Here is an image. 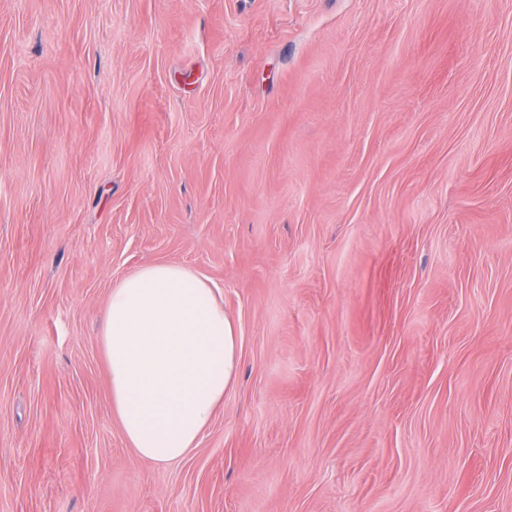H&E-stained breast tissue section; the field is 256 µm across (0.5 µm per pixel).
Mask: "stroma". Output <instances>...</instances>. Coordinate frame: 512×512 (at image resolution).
I'll use <instances>...</instances> for the list:
<instances>
[{"mask_svg":"<svg viewBox=\"0 0 512 512\" xmlns=\"http://www.w3.org/2000/svg\"><path fill=\"white\" fill-rule=\"evenodd\" d=\"M239 330L180 465L111 288ZM0 512H512V0H0ZM213 287L190 267L155 263L109 295L101 343L112 410L154 464L183 462L237 382L238 328Z\"/></svg>","mask_w":512,"mask_h":512,"instance_id":"obj_1","label":"stroma"}]
</instances>
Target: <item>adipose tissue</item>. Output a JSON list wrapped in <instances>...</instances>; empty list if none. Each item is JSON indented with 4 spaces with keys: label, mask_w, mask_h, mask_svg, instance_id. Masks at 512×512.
I'll return each instance as SVG.
<instances>
[{
    "label": "adipose tissue",
    "mask_w": 512,
    "mask_h": 512,
    "mask_svg": "<svg viewBox=\"0 0 512 512\" xmlns=\"http://www.w3.org/2000/svg\"><path fill=\"white\" fill-rule=\"evenodd\" d=\"M101 343L130 447L158 465L183 462L238 379V328L216 288L184 265L140 267L113 287Z\"/></svg>",
    "instance_id": "adipose-tissue-1"
}]
</instances>
